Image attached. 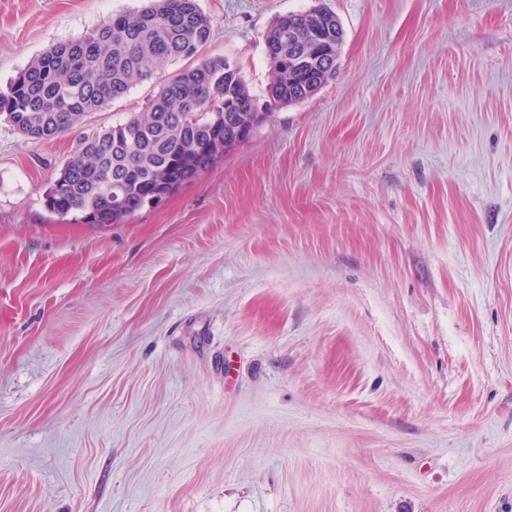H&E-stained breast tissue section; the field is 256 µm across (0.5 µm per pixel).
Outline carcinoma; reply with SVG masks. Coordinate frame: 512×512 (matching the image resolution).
<instances>
[{
  "label": "carcinoma",
  "mask_w": 512,
  "mask_h": 512,
  "mask_svg": "<svg viewBox=\"0 0 512 512\" xmlns=\"http://www.w3.org/2000/svg\"><path fill=\"white\" fill-rule=\"evenodd\" d=\"M320 6L278 16L264 35L271 64L265 115L308 100L336 74V50L316 53V26L336 27ZM296 27L310 55L299 63L288 44ZM211 18L198 0H149L139 10L103 20L71 40L36 54L0 88V120L30 139L73 132L83 117L156 79L142 110L79 137L77 147L43 194L51 214L86 224H118L155 193L172 194L224 158V141L239 144L236 117L258 103L237 64L206 57ZM179 60L191 64L176 71Z\"/></svg>",
  "instance_id": "cac0c4a2"
}]
</instances>
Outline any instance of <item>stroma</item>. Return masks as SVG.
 Listing matches in <instances>:
<instances>
[{
    "label": "stroma",
    "mask_w": 512,
    "mask_h": 512,
    "mask_svg": "<svg viewBox=\"0 0 512 512\" xmlns=\"http://www.w3.org/2000/svg\"><path fill=\"white\" fill-rule=\"evenodd\" d=\"M145 4L0 0V85ZM199 4L258 99L279 15L336 75L120 224L0 123V512H512V0Z\"/></svg>",
    "instance_id": "stroma-1"
}]
</instances>
